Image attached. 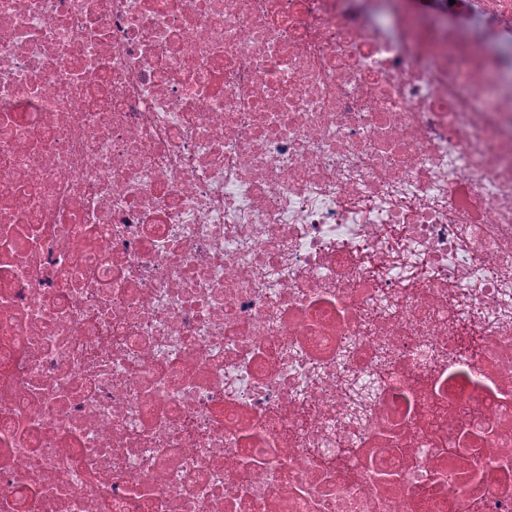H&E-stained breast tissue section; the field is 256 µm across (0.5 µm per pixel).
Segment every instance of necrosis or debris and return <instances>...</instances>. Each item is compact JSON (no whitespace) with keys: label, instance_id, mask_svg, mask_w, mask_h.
Returning <instances> with one entry per match:
<instances>
[{"label":"necrosis or debris","instance_id":"4bbe7bcc","mask_svg":"<svg viewBox=\"0 0 512 512\" xmlns=\"http://www.w3.org/2000/svg\"><path fill=\"white\" fill-rule=\"evenodd\" d=\"M0 512H512V0H0Z\"/></svg>","mask_w":512,"mask_h":512}]
</instances>
